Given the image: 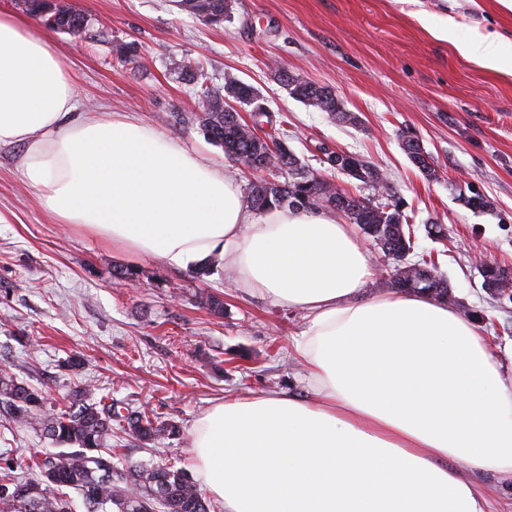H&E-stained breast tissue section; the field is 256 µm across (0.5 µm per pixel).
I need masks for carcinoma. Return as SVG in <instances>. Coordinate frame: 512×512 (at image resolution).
Listing matches in <instances>:
<instances>
[{"label":"carcinoma","instance_id":"carcinoma-1","mask_svg":"<svg viewBox=\"0 0 512 512\" xmlns=\"http://www.w3.org/2000/svg\"><path fill=\"white\" fill-rule=\"evenodd\" d=\"M177 6L212 25L231 20L232 0H176ZM26 11L38 17L51 32L81 34L87 17L72 5L52 8L50 0H22ZM182 79L202 89L199 125L224 154L242 166L260 159L286 174L285 180H257L250 184L247 199L257 212L285 204L307 210L339 211L369 237L385 255L394 260L392 284L402 291L425 292L452 301L448 279L436 265L425 259H408L413 250L408 216L402 200L384 172L363 157L348 153L340 167L361 187L373 191L357 196L306 169L290 146L270 150L255 126L226 109L227 100L245 102L259 94L250 84L232 73L224 74V84L211 88L208 76L200 68L179 67ZM289 94L329 117L354 121L344 109L334 88L304 80L287 71L275 69ZM403 148L410 161L428 179L437 176L430 156L413 136L404 137ZM0 409L16 421L30 424L54 443L64 447L55 455L40 460L5 457L0 461V512H72L66 494H54L51 488L66 487L83 498L87 512H208L199 486L183 470L164 462L127 463L123 466L112 456V430L116 429L141 441L154 443L178 433L176 426L162 423L144 411L122 415L104 399L96 398L90 386L73 390L66 404L56 411L47 409L37 389L20 381L7 368H0ZM112 474L115 479L107 478Z\"/></svg>","mask_w":512,"mask_h":512}]
</instances>
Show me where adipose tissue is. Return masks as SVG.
Wrapping results in <instances>:
<instances>
[{
    "label": "adipose tissue",
    "instance_id": "ef3b65f1",
    "mask_svg": "<svg viewBox=\"0 0 512 512\" xmlns=\"http://www.w3.org/2000/svg\"><path fill=\"white\" fill-rule=\"evenodd\" d=\"M16 144L55 223L173 269L219 256L239 287L305 313L313 399L228 400L188 431L223 512H489L472 477L512 474V363L474 318L421 293L361 299L375 266L350 225L254 215L232 175L158 127L79 114L61 50L0 12V146Z\"/></svg>",
    "mask_w": 512,
    "mask_h": 512
}]
</instances>
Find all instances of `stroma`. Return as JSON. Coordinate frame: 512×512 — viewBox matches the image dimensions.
Listing matches in <instances>:
<instances>
[{
  "instance_id": "obj_1",
  "label": "stroma",
  "mask_w": 512,
  "mask_h": 512,
  "mask_svg": "<svg viewBox=\"0 0 512 512\" xmlns=\"http://www.w3.org/2000/svg\"><path fill=\"white\" fill-rule=\"evenodd\" d=\"M88 18L82 34H51L78 88L83 110L108 108L157 126L175 141L225 165L240 186L250 176L212 142L196 120L198 86L173 66L203 68L211 85L233 72L257 88L266 114L259 130L286 132L310 169L331 170L323 148L355 153L380 167L407 203L414 253L433 256L448 278L455 307L479 321L502 361L512 360V300L491 299L480 262L512 267V56L491 70L470 60L477 35L512 39V9L500 0H234L230 22L215 27L172 0H71ZM453 18L454 42L434 37ZM134 44V61L118 45ZM335 88L355 123L334 122L292 98L273 62ZM418 137L439 175L427 179L402 147ZM23 146L0 147V364L41 390L58 408L85 383L118 405L174 423L180 434L161 445L130 437L113 448L132 462L163 453L190 468L188 430L211 406L237 397L293 394L310 398L294 352L303 312L238 288L223 263L205 276L174 271L113 251L110 243L43 210L19 171ZM477 188L487 213L463 205ZM447 237L430 239L427 221ZM138 270L132 285L112 269ZM207 291L223 314L202 308ZM73 354L83 369L64 366ZM56 447L35 430L0 415V453L26 457Z\"/></svg>"
}]
</instances>
